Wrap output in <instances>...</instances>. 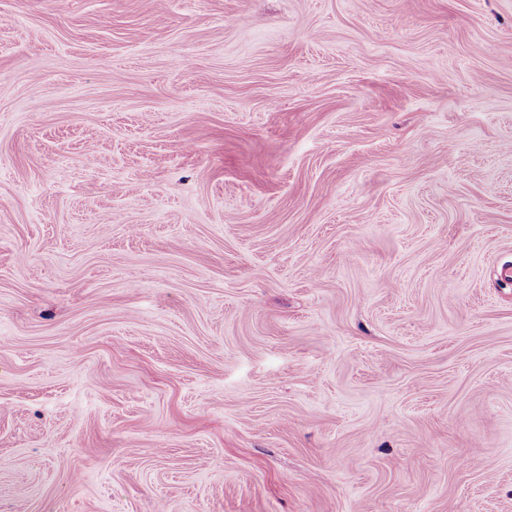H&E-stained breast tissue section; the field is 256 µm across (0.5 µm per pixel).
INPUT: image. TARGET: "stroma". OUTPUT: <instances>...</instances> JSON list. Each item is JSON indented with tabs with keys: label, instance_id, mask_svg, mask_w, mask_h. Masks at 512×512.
I'll use <instances>...</instances> for the list:
<instances>
[{
	"label": "stroma",
	"instance_id": "obj_1",
	"mask_svg": "<svg viewBox=\"0 0 512 512\" xmlns=\"http://www.w3.org/2000/svg\"><path fill=\"white\" fill-rule=\"evenodd\" d=\"M0 0V512H512V0Z\"/></svg>",
	"mask_w": 512,
	"mask_h": 512
}]
</instances>
